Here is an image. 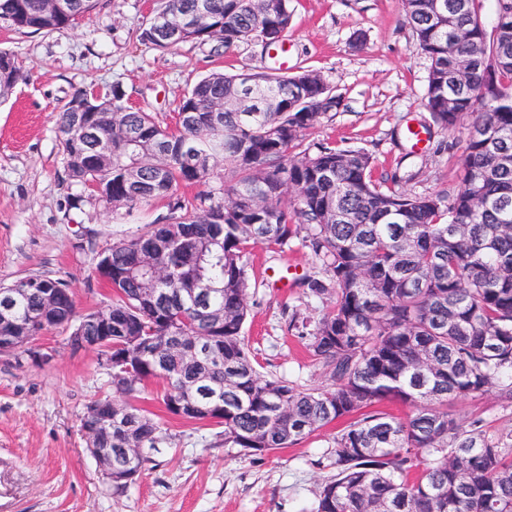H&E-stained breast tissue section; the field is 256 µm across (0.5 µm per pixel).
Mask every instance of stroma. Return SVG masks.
Segmentation results:
<instances>
[{
    "mask_svg": "<svg viewBox=\"0 0 512 512\" xmlns=\"http://www.w3.org/2000/svg\"><path fill=\"white\" fill-rule=\"evenodd\" d=\"M156 0H101L71 26L24 33L0 27L24 77L0 100V283L32 276L60 278L74 290L79 312L103 307L108 292L95 275L100 251L116 231L138 236L168 213L166 200L111 216L95 202L69 207L83 186L71 183L57 138V114L78 90L120 85L128 106L173 124L179 102L205 75L257 72L260 47L242 43L216 54L184 42L157 49L138 39ZM286 39L289 67L314 69L341 99L308 129V145L359 147L374 159L372 177L395 179L413 194L445 193L459 185L464 129L433 132L409 156L406 126L429 116V62L414 50L402 0H292ZM315 262L301 240L282 253L256 247L244 326L265 371L312 386L323 380L301 335L322 305L301 288L277 287L275 275L301 277ZM66 331L42 334L51 360L0 354V512H311L332 474L336 426L300 444L251 456L226 446L221 427L167 419L166 439L137 479L114 491L86 447L80 420L107 392L108 377L93 350H71ZM455 417L481 420L490 437L512 433V404L485 394L449 405Z\"/></svg>",
    "mask_w": 512,
    "mask_h": 512,
    "instance_id": "stroma-1",
    "label": "stroma"
}]
</instances>
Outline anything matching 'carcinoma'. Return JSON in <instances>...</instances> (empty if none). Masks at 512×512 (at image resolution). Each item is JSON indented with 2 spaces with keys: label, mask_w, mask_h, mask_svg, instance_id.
<instances>
[{
  "label": "carcinoma",
  "mask_w": 512,
  "mask_h": 512,
  "mask_svg": "<svg viewBox=\"0 0 512 512\" xmlns=\"http://www.w3.org/2000/svg\"><path fill=\"white\" fill-rule=\"evenodd\" d=\"M441 1L463 33L451 50L448 31L429 24ZM67 2L70 9L51 13L43 0H0V25L50 32L99 5ZM479 8L480 0H404L415 50L430 62L431 122L445 133L469 119L453 194L376 182L362 148H301L305 130L340 105L314 70L304 71V83L252 74L256 103L244 109L239 74L213 71L180 102L173 129L127 106L118 85L97 98L92 88L80 90L61 107L57 133L71 181L114 214L168 199L166 222L103 250L112 267V374L139 380L99 401L126 411L142 448L134 471L166 436L161 419L134 403L141 380L154 378L167 413L221 426L224 444L254 455L346 421L331 450L335 472L321 483L313 512H512V437H488L480 421L448 412L450 402L489 392L512 403V0H495L490 32ZM260 10L256 0H157L139 39L158 49L212 43L219 53L249 33L271 40L292 23L289 0H278L272 16ZM165 18L192 28L161 43L153 32ZM21 78L0 50V98ZM87 98L104 166L73 150L81 134L71 104ZM301 98L311 111L296 110ZM218 103L224 111H214ZM219 161L232 173L224 201L197 207L178 194L182 185L206 183ZM290 187L298 190L291 204ZM297 238L318 268L298 285L326 303L303 335L325 376L313 387L261 371L243 335L251 250H282ZM149 248L158 264L174 267L152 303L131 275ZM44 288L68 284L42 277L29 288L19 280L0 287V306L9 303L14 320L38 333ZM187 399L194 412L171 407ZM393 403L411 413L402 419L380 409ZM96 447L112 449V465L125 464L117 431L100 429Z\"/></svg>",
  "instance_id": "1"
}]
</instances>
